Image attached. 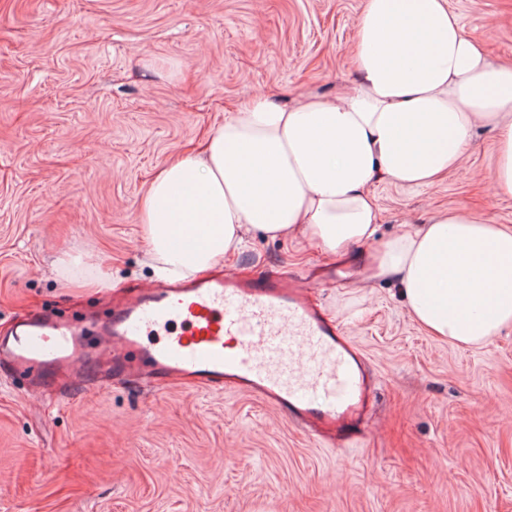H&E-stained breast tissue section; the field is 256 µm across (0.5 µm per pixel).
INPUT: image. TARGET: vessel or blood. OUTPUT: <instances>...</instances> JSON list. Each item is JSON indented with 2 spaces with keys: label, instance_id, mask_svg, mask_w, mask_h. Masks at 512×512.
<instances>
[{
  "label": "vessel or blood",
  "instance_id": "obj_1",
  "mask_svg": "<svg viewBox=\"0 0 512 512\" xmlns=\"http://www.w3.org/2000/svg\"><path fill=\"white\" fill-rule=\"evenodd\" d=\"M34 389L74 382L185 380L251 393L309 433L349 443L367 408L363 356L306 289L285 276L233 274L138 289L110 317L83 324L44 313L0 336V373Z\"/></svg>",
  "mask_w": 512,
  "mask_h": 512
}]
</instances>
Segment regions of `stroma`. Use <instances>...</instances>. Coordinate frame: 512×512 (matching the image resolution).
Listing matches in <instances>:
<instances>
[{"label":"stroma","instance_id":"obj_1","mask_svg":"<svg viewBox=\"0 0 512 512\" xmlns=\"http://www.w3.org/2000/svg\"><path fill=\"white\" fill-rule=\"evenodd\" d=\"M364 0H0V336L39 308L105 315L155 283L138 222L153 175L247 98L344 92ZM512 61V0H448ZM496 133L425 188L376 182L378 235L463 208L512 225ZM369 246L337 258L251 233L227 272L285 274L362 350L370 384L342 448L244 392L116 381L40 394L0 375V512H512V328L434 339Z\"/></svg>","mask_w":512,"mask_h":512}]
</instances>
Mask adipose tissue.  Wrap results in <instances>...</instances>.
I'll use <instances>...</instances> for the list:
<instances>
[{"label": "adipose tissue", "mask_w": 512, "mask_h": 512, "mask_svg": "<svg viewBox=\"0 0 512 512\" xmlns=\"http://www.w3.org/2000/svg\"><path fill=\"white\" fill-rule=\"evenodd\" d=\"M356 78L333 99L288 106L258 94L204 149L152 180L139 222L159 277L186 279L240 250L249 232L303 238L341 257L375 242L372 180L409 187L456 169L477 125L496 133V196L512 199V64L467 37L448 0H365ZM192 259L175 248L194 225ZM371 255L411 317L449 343L478 347L512 326V226L463 209L405 220Z\"/></svg>", "instance_id": "obj_1"}]
</instances>
